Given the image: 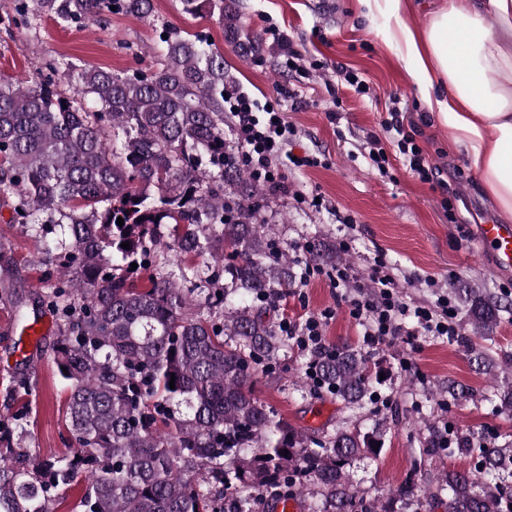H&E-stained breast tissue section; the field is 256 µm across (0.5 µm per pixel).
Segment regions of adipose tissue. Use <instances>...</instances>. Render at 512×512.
<instances>
[{
	"label": "adipose tissue",
	"mask_w": 512,
	"mask_h": 512,
	"mask_svg": "<svg viewBox=\"0 0 512 512\" xmlns=\"http://www.w3.org/2000/svg\"><path fill=\"white\" fill-rule=\"evenodd\" d=\"M361 2L394 21L431 116L465 149L500 219L512 221V0H440L421 28L414 0Z\"/></svg>",
	"instance_id": "ef3b65f1"
}]
</instances>
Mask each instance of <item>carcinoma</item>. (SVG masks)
I'll list each match as a JSON object with an SVG mask.
<instances>
[{"label":"carcinoma","instance_id":"obj_1","mask_svg":"<svg viewBox=\"0 0 512 512\" xmlns=\"http://www.w3.org/2000/svg\"><path fill=\"white\" fill-rule=\"evenodd\" d=\"M181 4L218 15L231 39L258 52L235 0ZM112 6L136 17L153 11L152 0H11L7 21L27 32L45 19L90 25ZM158 34L160 62L146 70L61 58L24 79L0 77V204L43 261L69 270L66 279L48 275L33 303L56 319L53 362L70 390L67 430L78 448L37 459L23 422L0 430V512H51L83 472L77 512H276L291 498L301 512H512V443L450 438L448 453L475 457L474 470L420 485L416 473L443 451L435 443L385 495L353 484L351 464L383 443L355 415L385 369L357 350L315 358L323 389L354 416L333 433L298 430L254 394L256 378L288 352L264 301L288 293L299 260L265 223L263 185L224 138V54L170 25ZM167 237L211 262L168 269ZM310 257L336 265V249L317 239ZM150 269V287L138 288ZM18 275L0 242V307L23 324ZM462 299L485 339L509 312L481 288ZM484 401L512 415V378Z\"/></svg>","mask_w":512,"mask_h":512}]
</instances>
